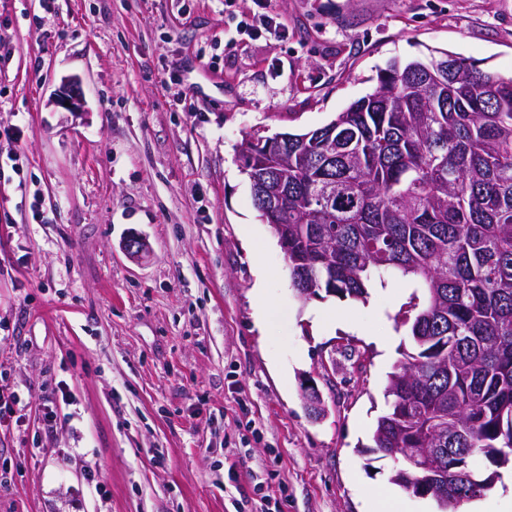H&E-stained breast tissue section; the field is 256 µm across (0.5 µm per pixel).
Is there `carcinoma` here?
Returning a JSON list of instances; mask_svg holds the SVG:
<instances>
[{"label": "carcinoma", "mask_w": 512, "mask_h": 512, "mask_svg": "<svg viewBox=\"0 0 512 512\" xmlns=\"http://www.w3.org/2000/svg\"><path fill=\"white\" fill-rule=\"evenodd\" d=\"M249 133L238 161L284 187L260 219L288 240L291 285L305 299L363 300L376 279L400 277L424 295L414 351L389 378L391 411L372 434L383 454L446 448L467 476L459 512L512 461V76L449 55L395 59L376 89L329 124L288 134V152ZM426 472L391 481L417 488Z\"/></svg>", "instance_id": "1"}]
</instances>
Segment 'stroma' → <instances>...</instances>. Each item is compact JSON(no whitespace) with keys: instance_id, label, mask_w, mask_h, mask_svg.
Masks as SVG:
<instances>
[{"instance_id":"35a3bbf8","label":"stroma","mask_w":512,"mask_h":512,"mask_svg":"<svg viewBox=\"0 0 512 512\" xmlns=\"http://www.w3.org/2000/svg\"><path fill=\"white\" fill-rule=\"evenodd\" d=\"M0 44V512H440L370 449L413 288L300 301L237 151L395 58L511 74L512 0H0Z\"/></svg>"}]
</instances>
